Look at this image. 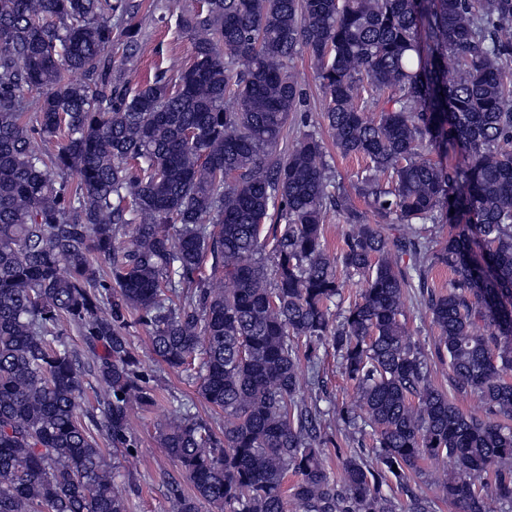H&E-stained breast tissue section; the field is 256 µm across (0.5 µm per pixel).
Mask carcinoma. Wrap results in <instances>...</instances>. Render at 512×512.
Segmentation results:
<instances>
[{
  "mask_svg": "<svg viewBox=\"0 0 512 512\" xmlns=\"http://www.w3.org/2000/svg\"><path fill=\"white\" fill-rule=\"evenodd\" d=\"M135 10L0 0V512H127L100 441L132 456L131 418L159 402L136 325L145 355L224 413L219 433L189 413L159 428L183 477L169 512H396L383 486L408 489L425 461L448 463L430 482L457 512L512 507V0H196L178 16L189 63L133 89ZM303 52L333 145L366 161L367 213L322 138L280 147ZM329 208L346 224L336 255ZM405 255L420 277L453 275L422 297L446 388L405 327ZM339 269L362 288L338 321ZM314 342L356 390L338 415L370 429L373 463H323L300 373L317 371ZM87 377L98 416L77 413ZM468 393L484 410L456 406ZM433 507L412 492L405 512Z\"/></svg>",
  "mask_w": 512,
  "mask_h": 512,
  "instance_id": "obj_1",
  "label": "carcinoma"
}]
</instances>
